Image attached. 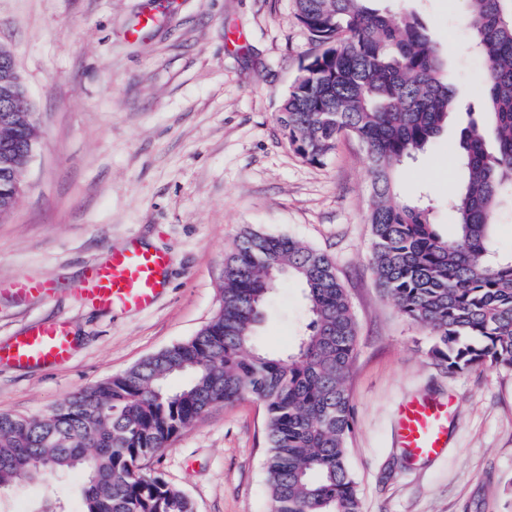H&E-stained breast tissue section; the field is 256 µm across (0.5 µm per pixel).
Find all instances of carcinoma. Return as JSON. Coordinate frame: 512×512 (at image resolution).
I'll list each match as a JSON object with an SVG mask.
<instances>
[{"label": "carcinoma", "mask_w": 512, "mask_h": 512, "mask_svg": "<svg viewBox=\"0 0 512 512\" xmlns=\"http://www.w3.org/2000/svg\"><path fill=\"white\" fill-rule=\"evenodd\" d=\"M369 0H295V17L319 52L282 99L278 122L300 157L321 164L348 134L363 146L371 179V266L381 294L428 327V355L449 372L512 371V259L494 262L496 213L512 206V0H466L473 45L487 63L475 97L480 120L459 131L454 158L466 175L448 198L444 238L429 209L403 200L396 170L444 132L457 93L424 24ZM38 142L32 108L0 111V149L19 156ZM16 204L0 172V219ZM302 283L311 321L286 357L251 345L269 298ZM357 322L332 259L284 235L247 229L224 260L212 319L190 339L78 391L49 414H0V490L79 470L81 512H194L190 499L142 462L212 408L245 397L265 409L271 512H360L348 466L352 429L344 380ZM182 374L178 389L169 378Z\"/></svg>", "instance_id": "carcinoma-1"}]
</instances>
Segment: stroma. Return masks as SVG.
<instances>
[{
    "instance_id": "obj_1",
    "label": "stroma",
    "mask_w": 512,
    "mask_h": 512,
    "mask_svg": "<svg viewBox=\"0 0 512 512\" xmlns=\"http://www.w3.org/2000/svg\"><path fill=\"white\" fill-rule=\"evenodd\" d=\"M402 3L437 43L460 106L440 140L399 167L401 197L434 205L455 231L448 191L463 178L449 151L476 107L487 69L471 49L463 0ZM152 15L140 26L142 15ZM9 46L39 126L26 187L0 220V280H53L45 297L0 291V343L33 323L71 322L76 354L62 366H0V413L41 416L73 393L194 336L218 308L224 258L246 228L327 253L358 323L346 378L348 465L361 512H512V371L451 373L428 355L430 331L381 296L370 261L366 153L341 138L321 164L289 148L283 96L316 51L295 0H0ZM168 254L167 286L148 311L108 310L78 296L86 265L130 242ZM309 321L303 286L277 289L256 347L295 353ZM450 401L443 455L401 462L398 406ZM263 406L216 407L182 430L146 472L195 512H271ZM80 472L0 490V512L80 506Z\"/></svg>"
}]
</instances>
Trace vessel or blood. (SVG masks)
I'll list each match as a JSON object with an SVG mask.
<instances>
[{"label": "vessel or blood", "mask_w": 512, "mask_h": 512, "mask_svg": "<svg viewBox=\"0 0 512 512\" xmlns=\"http://www.w3.org/2000/svg\"><path fill=\"white\" fill-rule=\"evenodd\" d=\"M169 265L165 253L137 244L111 251L104 262L87 268L80 295L100 308L151 309L167 285ZM74 352L68 323L54 318L0 343V363L20 368L63 365ZM397 436L410 460L441 455L448 446L447 404L416 399L401 404Z\"/></svg>", "instance_id": "obj_1"}]
</instances>
